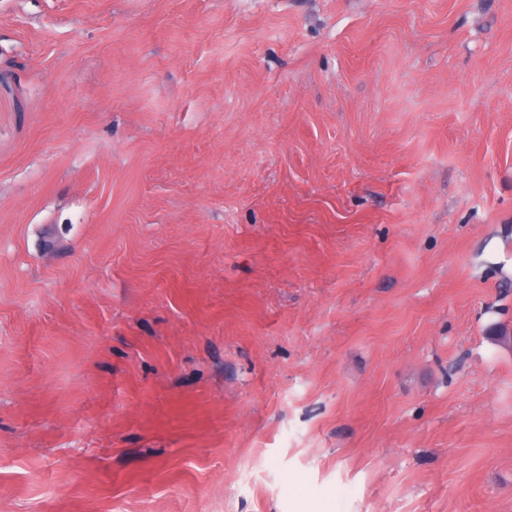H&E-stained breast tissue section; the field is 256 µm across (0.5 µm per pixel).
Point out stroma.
<instances>
[{"instance_id":"obj_1","label":"stroma","mask_w":512,"mask_h":512,"mask_svg":"<svg viewBox=\"0 0 512 512\" xmlns=\"http://www.w3.org/2000/svg\"><path fill=\"white\" fill-rule=\"evenodd\" d=\"M512 0H0V512H512Z\"/></svg>"}]
</instances>
